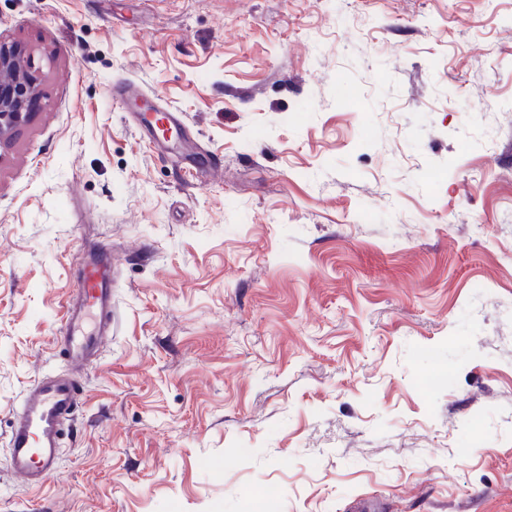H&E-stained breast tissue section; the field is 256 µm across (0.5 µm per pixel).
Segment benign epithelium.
I'll list each match as a JSON object with an SVG mask.
<instances>
[{
    "mask_svg": "<svg viewBox=\"0 0 512 512\" xmlns=\"http://www.w3.org/2000/svg\"><path fill=\"white\" fill-rule=\"evenodd\" d=\"M39 76L31 60L0 44V141L9 139L38 103Z\"/></svg>",
    "mask_w": 512,
    "mask_h": 512,
    "instance_id": "7a95c632",
    "label": "benign epithelium"
}]
</instances>
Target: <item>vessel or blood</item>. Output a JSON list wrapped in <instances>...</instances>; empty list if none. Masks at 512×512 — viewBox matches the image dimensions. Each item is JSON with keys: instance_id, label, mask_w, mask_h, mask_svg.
<instances>
[{"instance_id": "1", "label": "vessel or blood", "mask_w": 512, "mask_h": 512, "mask_svg": "<svg viewBox=\"0 0 512 512\" xmlns=\"http://www.w3.org/2000/svg\"><path fill=\"white\" fill-rule=\"evenodd\" d=\"M150 130L165 127L178 134L177 113L151 109L141 112ZM81 288L67 304L60 342L64 370L44 374L25 389L10 426L6 446L8 468L22 484L37 488L57 471L66 424L75 422L83 372L101 356L112 332V257L102 253L81 271Z\"/></svg>"}]
</instances>
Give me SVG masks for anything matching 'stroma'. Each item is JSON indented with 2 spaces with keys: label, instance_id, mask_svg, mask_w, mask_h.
I'll return each mask as SVG.
<instances>
[{
  "label": "stroma",
  "instance_id": "stroma-1",
  "mask_svg": "<svg viewBox=\"0 0 512 512\" xmlns=\"http://www.w3.org/2000/svg\"><path fill=\"white\" fill-rule=\"evenodd\" d=\"M0 41L41 76L0 144V437L114 266L58 473L0 446V512H512V0H0ZM112 102L119 112H130L132 104L135 103L140 109L139 115L142 124L147 126L157 139L168 140L174 135H178L181 129V119L176 112L160 111L154 107H151L149 112H145L147 107L137 104V98L132 94L131 85L127 81H117L112 85ZM159 123L171 132V137L163 136L159 132Z\"/></svg>",
  "mask_w": 512,
  "mask_h": 512
}]
</instances>
